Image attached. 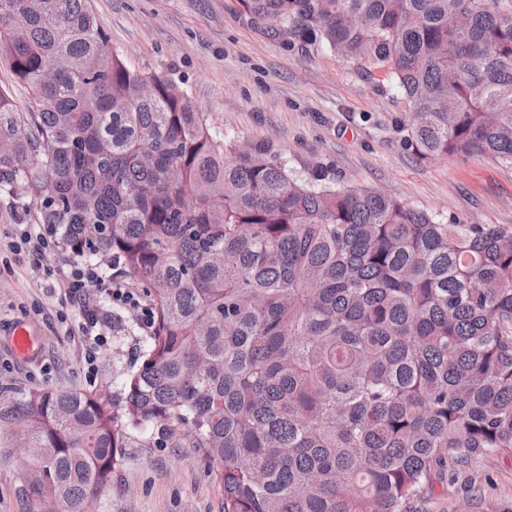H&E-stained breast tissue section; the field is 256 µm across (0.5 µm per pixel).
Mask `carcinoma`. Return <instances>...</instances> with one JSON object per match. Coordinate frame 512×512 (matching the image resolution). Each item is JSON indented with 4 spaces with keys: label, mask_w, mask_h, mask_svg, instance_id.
Returning <instances> with one entry per match:
<instances>
[{
    "label": "carcinoma",
    "mask_w": 512,
    "mask_h": 512,
    "mask_svg": "<svg viewBox=\"0 0 512 512\" xmlns=\"http://www.w3.org/2000/svg\"><path fill=\"white\" fill-rule=\"evenodd\" d=\"M385 71L422 159L512 161V0H251ZM0 186L151 298L121 389L14 398L29 496L85 512L131 431L217 464L223 512H407L450 461L512 450V227L291 173L131 69L87 0H0ZM0 87L11 91L14 103L19 112H27L29 93L27 88L18 82L5 62H0Z\"/></svg>",
    "instance_id": "cac0c4a2"
}]
</instances>
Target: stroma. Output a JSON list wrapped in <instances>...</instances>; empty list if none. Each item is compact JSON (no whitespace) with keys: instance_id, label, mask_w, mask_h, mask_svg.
Wrapping results in <instances>:
<instances>
[{"instance_id":"35a3bbf8","label":"stroma","mask_w":512,"mask_h":512,"mask_svg":"<svg viewBox=\"0 0 512 512\" xmlns=\"http://www.w3.org/2000/svg\"><path fill=\"white\" fill-rule=\"evenodd\" d=\"M113 50L143 74L181 83L224 139L270 144L297 176L325 175L339 187L386 189L436 222L512 226V162L488 156L420 159L400 142L407 107L384 73L336 57L325 44L288 40L252 16L248 0H88ZM45 235L42 252L25 245ZM59 235L39 223L37 206L21 210L0 191V391L20 397L37 389H103L119 394L145 350L150 298L120 278L135 305L110 301L87 283L86 304L66 294L79 264ZM100 315L96 333L82 327L86 309ZM25 324L37 353L10 348L7 329ZM93 366H86L87 351ZM156 427L128 436L111 483L90 512H223L216 465L195 448L149 445ZM15 432L0 429V512H37ZM409 512H512V453L451 463L408 505Z\"/></svg>"}]
</instances>
